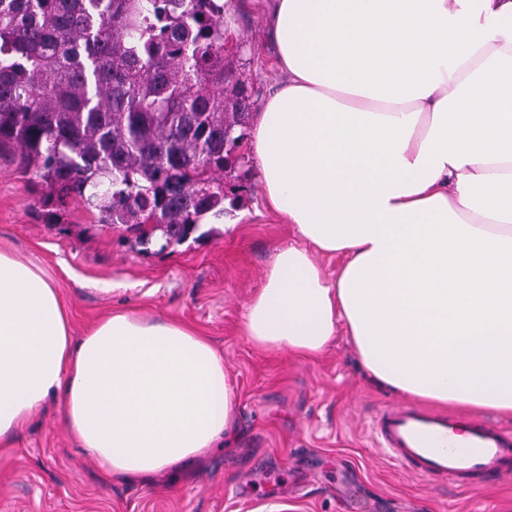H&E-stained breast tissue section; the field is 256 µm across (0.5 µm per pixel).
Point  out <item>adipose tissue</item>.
Here are the masks:
<instances>
[{
	"label": "adipose tissue",
	"instance_id": "1",
	"mask_svg": "<svg viewBox=\"0 0 512 512\" xmlns=\"http://www.w3.org/2000/svg\"><path fill=\"white\" fill-rule=\"evenodd\" d=\"M278 91L252 155L305 247L249 300L257 347L318 356L345 323L371 383L512 415V0H265ZM344 256L328 280L314 253ZM57 400L109 478L205 456L235 392L206 337L116 312L73 340L57 289L0 251V446Z\"/></svg>",
	"mask_w": 512,
	"mask_h": 512
}]
</instances>
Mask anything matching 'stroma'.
Returning <instances> with one entry per match:
<instances>
[{
    "label": "stroma",
    "mask_w": 512,
    "mask_h": 512,
    "mask_svg": "<svg viewBox=\"0 0 512 512\" xmlns=\"http://www.w3.org/2000/svg\"><path fill=\"white\" fill-rule=\"evenodd\" d=\"M246 45L233 77L260 109L280 77L259 0L224 15ZM241 186L224 220L182 243L143 247L124 227L94 222L79 200L56 218L38 179L0 159V250L37 264L57 288L72 336L113 311L185 323L209 338L237 395V439L213 449L191 476L151 482L103 478L78 451L58 403L46 401L0 454V512H512V473L451 485L414 475L377 447L372 421L403 395L367 383L338 331L315 359L255 347L242 331L249 298L274 254L298 240L262 201L252 160L226 170Z\"/></svg>",
    "instance_id": "35a3bbf8"
}]
</instances>
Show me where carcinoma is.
I'll return each instance as SVG.
<instances>
[{"label": "carcinoma", "mask_w": 512, "mask_h": 512, "mask_svg": "<svg viewBox=\"0 0 512 512\" xmlns=\"http://www.w3.org/2000/svg\"><path fill=\"white\" fill-rule=\"evenodd\" d=\"M250 109L224 0H0V158L47 203L178 244L239 198Z\"/></svg>", "instance_id": "1"}]
</instances>
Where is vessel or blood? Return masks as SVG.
<instances>
[{"instance_id":"obj_1","label":"vessel or blood","mask_w":512,"mask_h":512,"mask_svg":"<svg viewBox=\"0 0 512 512\" xmlns=\"http://www.w3.org/2000/svg\"><path fill=\"white\" fill-rule=\"evenodd\" d=\"M372 430L392 460L425 478L455 482L512 467V429L482 418L460 432L447 415L400 403L382 407Z\"/></svg>"}]
</instances>
